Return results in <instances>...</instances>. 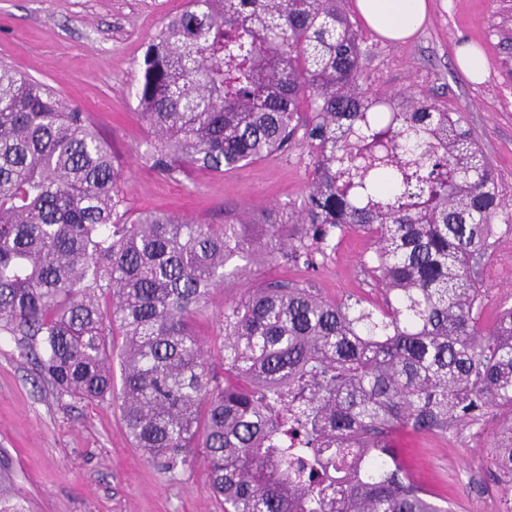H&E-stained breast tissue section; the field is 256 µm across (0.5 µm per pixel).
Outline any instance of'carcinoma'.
<instances>
[{
    "label": "carcinoma",
    "instance_id": "cac0c4a2",
    "mask_svg": "<svg viewBox=\"0 0 512 512\" xmlns=\"http://www.w3.org/2000/svg\"><path fill=\"white\" fill-rule=\"evenodd\" d=\"M365 56L344 0H188L158 30L134 92L155 169L315 158L302 209L220 227L128 216L86 112L0 62V334L59 397L117 405L169 478L201 452L223 512H453L394 427L512 421V308L484 321L476 271L512 201L461 119L363 88ZM349 231L374 241L379 302L251 284L204 348L195 319L237 261L314 268ZM490 470L511 495L512 425Z\"/></svg>",
    "mask_w": 512,
    "mask_h": 512
}]
</instances>
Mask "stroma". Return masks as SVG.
<instances>
[{
	"label": "stroma",
	"instance_id": "stroma-1",
	"mask_svg": "<svg viewBox=\"0 0 512 512\" xmlns=\"http://www.w3.org/2000/svg\"><path fill=\"white\" fill-rule=\"evenodd\" d=\"M186 0H0V59L45 82L83 108L122 166V194L131 213L165 212L200 224L224 225L242 213L263 221L271 211L300 209L314 158L299 144L288 153L218 174L190 168L171 180L143 158L149 137L134 97L139 63L150 38ZM421 30L407 41L360 26L367 55L360 82L384 92L428 97L457 113L480 141L499 182L512 196V0H429ZM483 49L488 74L472 83L456 63L457 48ZM496 218L494 244L478 268L484 316L512 307V227ZM374 248L348 233L316 268L281 262L254 266L253 279L290 280L330 300L377 299L362 261ZM244 281L216 290L196 330L219 334L216 313L241 298ZM487 414L440 436L407 427L392 445L414 478L454 512H512L488 471L490 440L507 425ZM0 486L23 512H222L204 460L178 479L158 471L127 436L120 411L58 398L21 358L13 337L0 335Z\"/></svg>",
	"mask_w": 512,
	"mask_h": 512
}]
</instances>
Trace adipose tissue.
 I'll list each match as a JSON object with an SVG mask.
<instances>
[{"label": "adipose tissue", "mask_w": 512, "mask_h": 512, "mask_svg": "<svg viewBox=\"0 0 512 512\" xmlns=\"http://www.w3.org/2000/svg\"><path fill=\"white\" fill-rule=\"evenodd\" d=\"M361 20L390 40L413 36L423 25L427 0H355Z\"/></svg>", "instance_id": "ef3b65f1"}]
</instances>
